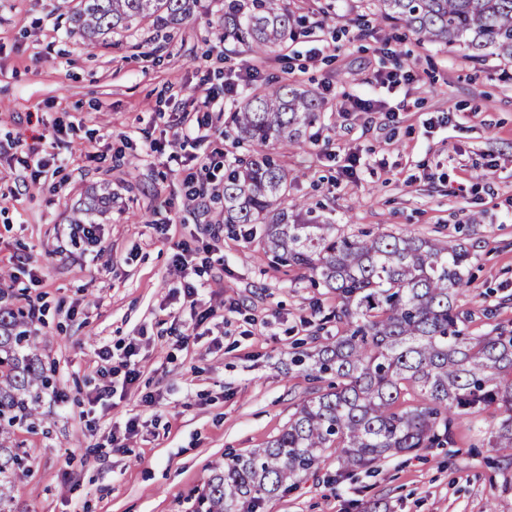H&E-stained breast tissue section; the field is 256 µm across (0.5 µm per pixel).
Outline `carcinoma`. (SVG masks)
Wrapping results in <instances>:
<instances>
[{"instance_id":"obj_1","label":"carcinoma","mask_w":512,"mask_h":512,"mask_svg":"<svg viewBox=\"0 0 512 512\" xmlns=\"http://www.w3.org/2000/svg\"><path fill=\"white\" fill-rule=\"evenodd\" d=\"M193 0H81L72 29L88 41L144 24H182ZM383 22L404 24L420 44L459 46L465 58L512 63V0H373ZM285 0H224L221 38L265 55L295 38ZM325 106L315 92L272 81L234 105L235 140L248 146L224 171V223L260 224L276 263L304 270L339 300L333 318L345 334L293 363L312 379H336L298 404L266 447L235 455L215 470L204 512H260L263 502L334 459L339 471L374 467L402 452L451 440L453 418L491 407L500 419L488 445L512 465V330L496 325L469 336L456 311L469 251L408 233H336L288 204L289 173L276 146L303 142ZM110 198L93 195L78 224ZM49 387L24 313L0 311V434L33 415ZM417 404L403 406L405 396ZM24 468L0 445V512H12Z\"/></svg>"}]
</instances>
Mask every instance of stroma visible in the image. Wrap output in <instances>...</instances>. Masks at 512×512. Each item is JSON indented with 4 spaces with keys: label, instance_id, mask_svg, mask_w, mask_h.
I'll use <instances>...</instances> for the list:
<instances>
[{
    "label": "stroma",
    "instance_id": "obj_1",
    "mask_svg": "<svg viewBox=\"0 0 512 512\" xmlns=\"http://www.w3.org/2000/svg\"><path fill=\"white\" fill-rule=\"evenodd\" d=\"M78 3L0 0V143L28 147L53 126L84 124L59 148V174L32 182L0 156V281L43 306L45 325L30 331L57 381L10 438L29 465L15 512H196L213 470L265 447L317 389L289 360L335 339L337 301L274 264L261 231L225 223L222 196L184 200V168L217 147L240 153L226 111L213 114L210 140L166 144L183 100L255 61L221 42L224 0H198L171 29L146 24L92 44L69 28ZM288 3L304 31L270 54L255 83L297 82L325 101L304 143L278 149L289 202L311 203L344 234L385 229L465 246L457 305L468 332L512 327V67L417 45L406 26L374 20L365 0ZM379 73L402 81L380 87ZM350 96L375 106L343 111ZM350 153L360 158L351 176ZM102 190L112 203L97 217L102 254L92 264L76 210ZM206 233L214 250L198 270V300L218 312L195 336L175 254ZM103 343L116 364L135 347L141 373L99 401ZM133 417L136 435L113 447ZM498 420L491 410L458 417L449 444L374 472L341 476L327 463L261 512H364L373 501L378 512H512V467L488 445Z\"/></svg>",
    "mask_w": 512,
    "mask_h": 512
}]
</instances>
